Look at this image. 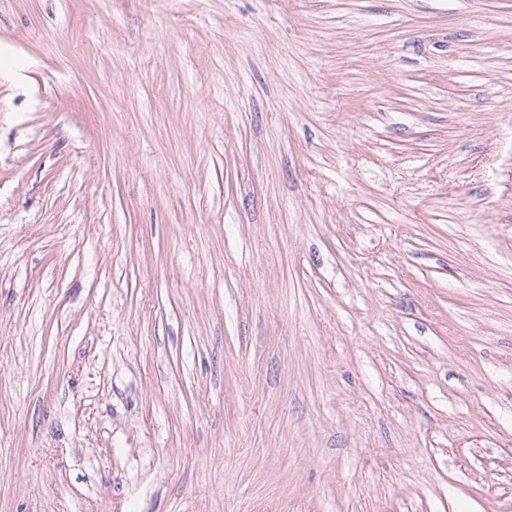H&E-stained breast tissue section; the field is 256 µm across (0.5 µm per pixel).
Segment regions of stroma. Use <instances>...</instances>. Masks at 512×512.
<instances>
[{
  "instance_id": "35a3bbf8",
  "label": "stroma",
  "mask_w": 512,
  "mask_h": 512,
  "mask_svg": "<svg viewBox=\"0 0 512 512\" xmlns=\"http://www.w3.org/2000/svg\"><path fill=\"white\" fill-rule=\"evenodd\" d=\"M0 512H512V0H0Z\"/></svg>"
}]
</instances>
